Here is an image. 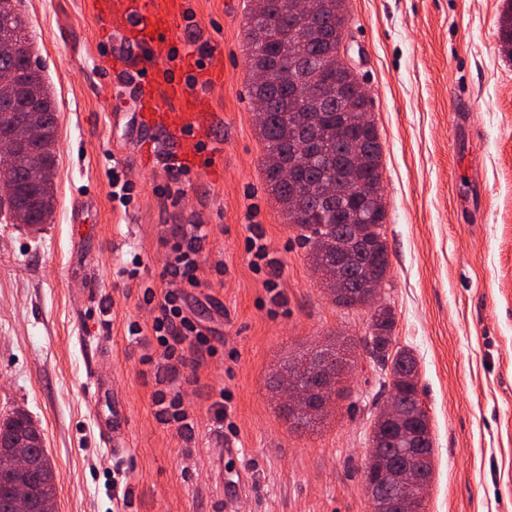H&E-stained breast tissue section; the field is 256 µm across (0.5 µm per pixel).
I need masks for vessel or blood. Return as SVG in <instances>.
Returning a JSON list of instances; mask_svg holds the SVG:
<instances>
[{
  "label": "vessel or blood",
  "instance_id": "vessel-or-blood-1",
  "mask_svg": "<svg viewBox=\"0 0 512 512\" xmlns=\"http://www.w3.org/2000/svg\"><path fill=\"white\" fill-rule=\"evenodd\" d=\"M93 6L112 72L125 74L129 55L144 60L132 87L139 126L179 132L183 161L196 167L207 142L200 126L207 88L221 76L200 69L196 57L176 53L186 24L185 0H94ZM175 66L181 71L177 78Z\"/></svg>",
  "mask_w": 512,
  "mask_h": 512
}]
</instances>
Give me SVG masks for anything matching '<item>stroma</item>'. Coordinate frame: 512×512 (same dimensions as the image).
<instances>
[{
    "label": "stroma",
    "mask_w": 512,
    "mask_h": 512,
    "mask_svg": "<svg viewBox=\"0 0 512 512\" xmlns=\"http://www.w3.org/2000/svg\"><path fill=\"white\" fill-rule=\"evenodd\" d=\"M183 49L221 71L202 121L212 170L169 180L177 138L133 118L98 64L90 0H16L57 111L55 208L38 229L0 210V415L27 411L57 474L56 512H371L369 434L388 396L370 357L371 307L325 292L262 167L249 49L253 0H188ZM505 0H347V43L381 145L394 347L418 363L434 448L427 512H512V58ZM472 98L458 100L457 87ZM149 143L145 163L139 142ZM135 185L113 203L110 173ZM85 208V228L71 222ZM202 225L197 285L162 279L173 230ZM262 234L276 293L251 268ZM141 266L129 278L132 258ZM175 288L214 355L177 373L144 336ZM139 324L142 335L128 333ZM348 365L322 421L296 426L274 378L326 344ZM181 394L192 430L156 415ZM230 393L236 433L214 421ZM127 423L121 451L99 425ZM235 458H227L226 449Z\"/></svg>",
    "instance_id": "1"
}]
</instances>
